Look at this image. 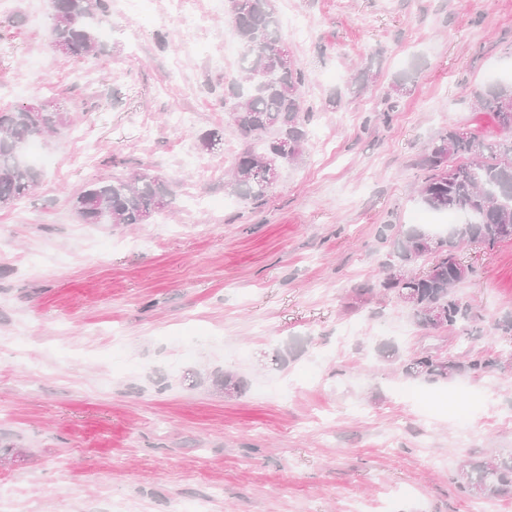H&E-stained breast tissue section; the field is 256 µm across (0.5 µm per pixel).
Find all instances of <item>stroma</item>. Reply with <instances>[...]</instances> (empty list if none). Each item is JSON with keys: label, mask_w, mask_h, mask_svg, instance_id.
<instances>
[{"label": "stroma", "mask_w": 512, "mask_h": 512, "mask_svg": "<svg viewBox=\"0 0 512 512\" xmlns=\"http://www.w3.org/2000/svg\"><path fill=\"white\" fill-rule=\"evenodd\" d=\"M276 4L311 29L283 34L307 74L309 138L265 200L228 208L185 193L230 196L201 170L240 147L222 103L239 62L226 11L192 30L166 0L148 14L112 0L105 52L80 60L51 49L50 0L0 13V108L52 96L73 119L39 139V185L0 210V482L24 486L15 512H174L214 484L213 512H470L461 450L512 456V339L492 329L512 316V242L464 250L457 295L478 318L461 334L364 291L419 208L426 144L451 124L498 136L474 93L512 74V0ZM117 172L168 181L170 205L144 224L82 223L71 196ZM423 352L495 365L405 377L400 360ZM228 372L243 382L231 398Z\"/></svg>", "instance_id": "obj_1"}]
</instances>
